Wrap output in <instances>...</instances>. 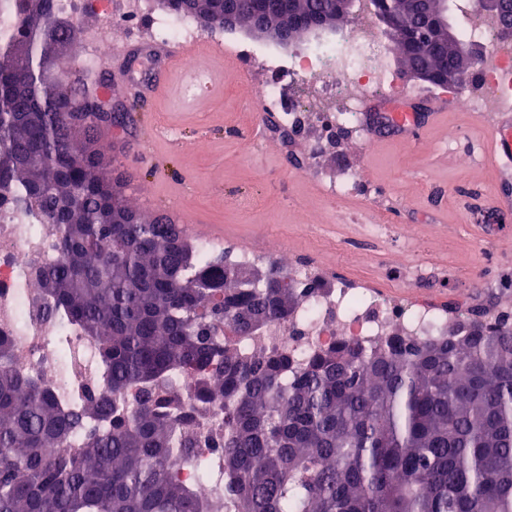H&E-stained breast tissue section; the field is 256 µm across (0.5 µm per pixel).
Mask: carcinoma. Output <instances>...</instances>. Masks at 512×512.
<instances>
[{
	"mask_svg": "<svg viewBox=\"0 0 512 512\" xmlns=\"http://www.w3.org/2000/svg\"><path fill=\"white\" fill-rule=\"evenodd\" d=\"M52 0H16L0 40V196L57 226L58 262L37 275L59 312L100 340L101 388L59 398L15 371L0 337V512H512V322L452 308L445 336L395 333L370 346L343 338L299 360L285 348L242 353L237 342L294 315L304 292L271 265L249 274L206 263L162 216H148L104 172L97 124L67 114L99 106L101 78H48L77 28ZM194 18H224V0H163ZM261 0H233L240 26ZM399 15L402 38L421 24L410 0H372ZM288 41L336 0H284ZM493 19L512 36V0ZM448 85L453 47L427 60ZM197 379L175 406L177 375ZM224 408L210 493L171 467L198 440L193 414ZM82 442L57 455L45 449Z\"/></svg>",
	"mask_w": 512,
	"mask_h": 512,
	"instance_id": "1",
	"label": "carcinoma"
}]
</instances>
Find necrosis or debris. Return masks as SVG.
I'll use <instances>...</instances> for the list:
<instances>
[{
  "instance_id": "4bbe7bcc",
  "label": "necrosis or debris",
  "mask_w": 512,
  "mask_h": 512,
  "mask_svg": "<svg viewBox=\"0 0 512 512\" xmlns=\"http://www.w3.org/2000/svg\"><path fill=\"white\" fill-rule=\"evenodd\" d=\"M460 31L481 42L486 54L477 66L484 88L475 95L462 90L450 101L461 112H499L512 106V46L496 42L489 19L465 15ZM389 49L372 30L371 22L349 26L337 37H313L288 57L267 56L269 78L258 91V100L278 112L283 124L295 125L301 106L288 88L313 84L318 93L335 100L328 113L331 124L360 127L363 99L386 96L396 89L387 59ZM54 225L34 211L21 209L8 196L0 197V336L14 344L17 370L41 375L61 396L99 378L95 338L73 327L63 316L47 310L36 286L38 269L56 258ZM448 317L416 304L394 305L361 288L340 281L330 288L308 294L287 324L274 326L263 335L249 337L245 346L284 345L302 357L313 349L343 337L371 344L392 331L408 337L439 336ZM65 347H58L59 337ZM200 446L191 458L177 457L173 468L189 482L209 490L202 477L210 447L224 432V415L217 406L202 410L194 420Z\"/></svg>"
}]
</instances>
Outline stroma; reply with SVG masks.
<instances>
[{"mask_svg":"<svg viewBox=\"0 0 512 512\" xmlns=\"http://www.w3.org/2000/svg\"><path fill=\"white\" fill-rule=\"evenodd\" d=\"M99 2L80 0L71 17L87 33L112 22L105 76L128 110L122 125H100L97 141L129 174L126 193L141 211L191 225L194 242L214 226L223 227L228 243L282 238L319 277L353 281L387 301L512 313V169L483 156L488 128L481 114L451 109L403 136L379 129L377 116L393 107L425 115L432 102L444 101L440 88L422 82L416 95L395 104L368 99L361 133L330 141L310 112L285 144L271 129L279 114L259 110L255 100L265 69L240 64L242 46L264 52L270 43L241 28L201 30L202 39L223 44L191 59L211 72L210 85L184 102L177 70L166 89L142 93L137 84L161 77L149 53L157 45L153 18L147 11L127 16L126 0H110L106 16ZM293 152L305 156L304 168L290 164ZM350 170L363 192L328 197L326 184ZM409 242L424 275L407 298L398 290L406 272L397 255Z\"/></svg>","mask_w":512,"mask_h":512,"instance_id":"35a3bbf8","label":"stroma"}]
</instances>
